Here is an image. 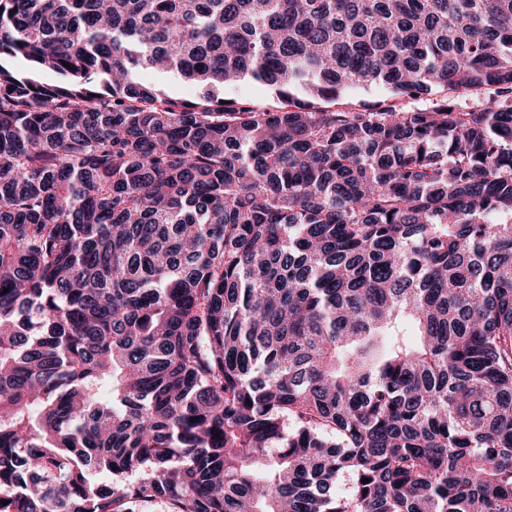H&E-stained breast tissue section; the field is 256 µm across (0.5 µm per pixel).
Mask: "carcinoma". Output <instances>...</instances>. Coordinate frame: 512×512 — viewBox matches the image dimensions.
<instances>
[{"instance_id":"cac0c4a2","label":"carcinoma","mask_w":512,"mask_h":512,"mask_svg":"<svg viewBox=\"0 0 512 512\" xmlns=\"http://www.w3.org/2000/svg\"><path fill=\"white\" fill-rule=\"evenodd\" d=\"M158 501L512 512V0H0V512ZM134 78L158 87L173 99H194L199 95V90L188 85L178 74L137 71ZM244 97L260 107H272L277 103L275 92L254 80L247 78L235 86L224 88V98ZM398 101L390 88L383 85H374L367 88L350 89L344 94V102L374 104L383 101Z\"/></svg>"}]
</instances>
